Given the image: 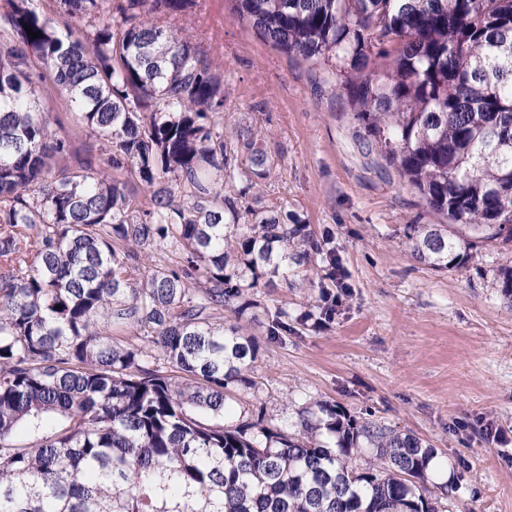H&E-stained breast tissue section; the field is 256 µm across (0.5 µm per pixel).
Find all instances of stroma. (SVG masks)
<instances>
[{
    "instance_id": "stroma-1",
    "label": "stroma",
    "mask_w": 512,
    "mask_h": 512,
    "mask_svg": "<svg viewBox=\"0 0 512 512\" xmlns=\"http://www.w3.org/2000/svg\"><path fill=\"white\" fill-rule=\"evenodd\" d=\"M159 22L190 36L223 75L217 130L264 133L274 171L253 194L330 236L343 272L347 293L324 329L266 334L270 314L303 310L316 288L276 282L249 292L260 351L248 375L267 417L287 420L312 397L355 416L373 410L434 445L453 486L447 512H512V298L500 275L512 250L474 247L460 268L419 264L406 228L439 218L385 161L363 155L337 70L275 49L230 0H195ZM42 107L58 136L84 150L65 97L45 94Z\"/></svg>"
}]
</instances>
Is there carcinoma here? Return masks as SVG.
Here are the masks:
<instances>
[{
  "mask_svg": "<svg viewBox=\"0 0 512 512\" xmlns=\"http://www.w3.org/2000/svg\"><path fill=\"white\" fill-rule=\"evenodd\" d=\"M59 0L87 40L7 0L0 15V512H439L437 451L315 397L273 424L226 419L258 341L249 290L336 254L254 186L262 135L214 131L224 82L152 15L192 0ZM287 54L331 64L367 153L445 219L411 224L412 257L459 268L512 243V0H232ZM42 33L27 35L25 27ZM53 75L98 143L78 167L40 108ZM114 171H131L139 199ZM333 292L267 335L322 328ZM61 309H56V306ZM133 329L140 342L112 336Z\"/></svg>",
  "mask_w": 512,
  "mask_h": 512,
  "instance_id": "1",
  "label": "carcinoma"
}]
</instances>
